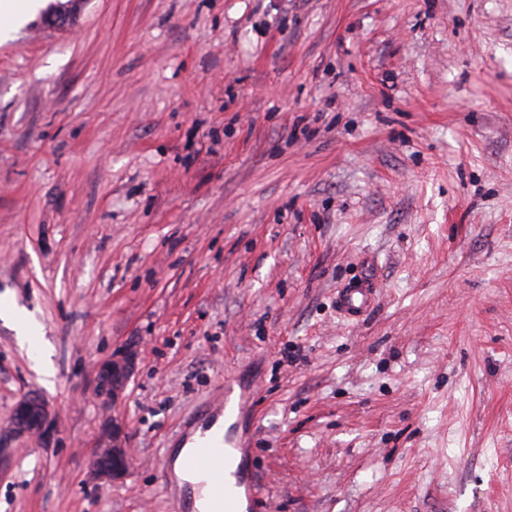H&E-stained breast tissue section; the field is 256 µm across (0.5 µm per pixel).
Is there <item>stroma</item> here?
Instances as JSON below:
<instances>
[{"mask_svg":"<svg viewBox=\"0 0 512 512\" xmlns=\"http://www.w3.org/2000/svg\"><path fill=\"white\" fill-rule=\"evenodd\" d=\"M228 378L265 512H512V0H83L0 44V512H172ZM371 294L366 288H347L340 296L341 307L349 313L358 314L369 306ZM20 333L25 341L29 343L32 358L37 362L44 373H49V362L47 351L38 344V336L41 334L39 327L31 323H21ZM138 359L136 346L129 345L118 350L100 363L94 374V391L108 405L126 387ZM13 429L19 434H38L48 439L53 434V424L44 404L36 397L18 402L13 414ZM102 429L104 442L93 455V478L114 483L123 480L131 468L130 456L123 446L125 431L121 423L109 418H105Z\"/></svg>","mask_w":512,"mask_h":512,"instance_id":"obj_1","label":"stroma"}]
</instances>
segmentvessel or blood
Returning <instances> with one entry per match:
<instances>
[{"instance_id":"vessel-or-blood-1","label":"vessel or blood","mask_w":512,"mask_h":512,"mask_svg":"<svg viewBox=\"0 0 512 512\" xmlns=\"http://www.w3.org/2000/svg\"><path fill=\"white\" fill-rule=\"evenodd\" d=\"M370 301L369 291L360 287L346 289L339 298L341 307L352 314L366 309ZM245 410L246 403L236 391L235 380H225L213 407L215 417L234 424L243 417ZM237 449L236 440L227 437L217 444H204L187 461L188 468L206 470L212 477L209 487L212 512H240L244 506L248 507L249 512H259L261 508V498L253 475L247 474L240 467L232 471L227 468L229 458Z\"/></svg>"}]
</instances>
